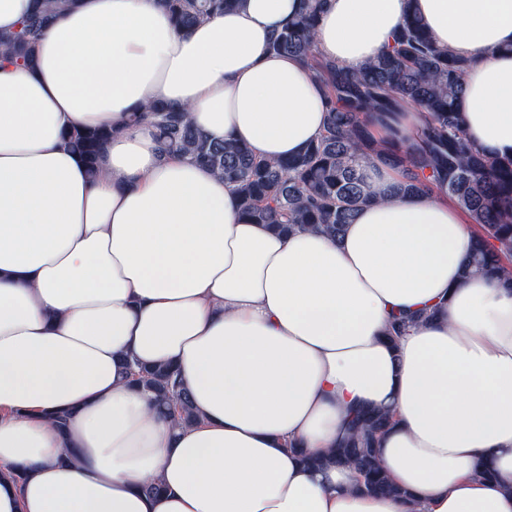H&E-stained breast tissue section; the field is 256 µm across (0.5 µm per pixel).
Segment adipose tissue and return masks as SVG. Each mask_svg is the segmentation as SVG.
Masks as SVG:
<instances>
[{"mask_svg":"<svg viewBox=\"0 0 512 512\" xmlns=\"http://www.w3.org/2000/svg\"><path fill=\"white\" fill-rule=\"evenodd\" d=\"M299 4L239 0L180 32L161 0H79L33 69L0 66V512H512V289L461 278L457 209L394 196L375 159L378 200L341 238L281 235L128 123L160 102L258 158L302 151L325 90L268 50ZM410 4L469 64L468 141L512 157V0H326L315 56L361 70ZM104 125L94 180L63 134ZM394 313L420 320L392 342ZM129 356L174 366L197 422L123 381ZM354 407L392 413L377 453L403 496L301 462L336 448ZM156 477L165 493L143 492Z\"/></svg>","mask_w":512,"mask_h":512,"instance_id":"ef3b65f1","label":"adipose tissue"}]
</instances>
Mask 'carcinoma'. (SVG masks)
<instances>
[{
  "label": "carcinoma",
  "instance_id": "carcinoma-1",
  "mask_svg": "<svg viewBox=\"0 0 512 512\" xmlns=\"http://www.w3.org/2000/svg\"><path fill=\"white\" fill-rule=\"evenodd\" d=\"M174 27L191 29L238 0H163ZM75 6V0H42L38 10L16 30L0 34V58L30 67L47 25ZM323 0H303L297 15L274 34L269 50L313 62L329 110L324 134L304 151L281 161L256 158L246 143L215 141L196 127L187 111L152 103L132 113L130 123H148L167 155L186 156L236 184L240 213L251 224H266L283 234L315 228L337 238L358 211L375 196L360 172L378 158L401 172L396 193L437 191L468 215L479 230L463 267L465 279L481 274L512 288V159H498L465 138L457 101L463 94L467 62L438 47L425 22L408 7L402 26L386 51L361 71L351 73L317 60L313 41ZM403 103L426 113L411 136L385 148L370 132L371 123ZM112 138V127L74 129L68 144L97 175V156ZM132 384L169 404L178 425L197 421L173 369L126 363ZM390 423L389 415L361 409L349 417V432L329 460L359 473L362 489L373 495H397L382 471L376 448Z\"/></svg>",
  "mask_w": 512,
  "mask_h": 512
}]
</instances>
